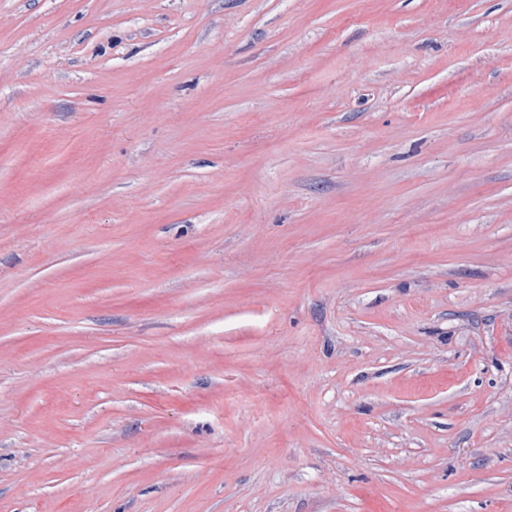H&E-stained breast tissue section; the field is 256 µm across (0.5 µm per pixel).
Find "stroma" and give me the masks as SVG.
I'll use <instances>...</instances> for the list:
<instances>
[{
	"instance_id": "obj_1",
	"label": "stroma",
	"mask_w": 512,
	"mask_h": 512,
	"mask_svg": "<svg viewBox=\"0 0 512 512\" xmlns=\"http://www.w3.org/2000/svg\"><path fill=\"white\" fill-rule=\"evenodd\" d=\"M0 512H512V0H0Z\"/></svg>"
}]
</instances>
